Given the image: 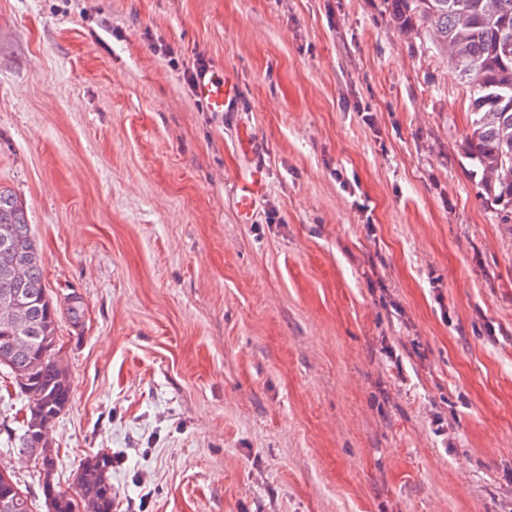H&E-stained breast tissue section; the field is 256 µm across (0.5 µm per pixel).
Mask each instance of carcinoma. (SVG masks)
Segmentation results:
<instances>
[{
	"mask_svg": "<svg viewBox=\"0 0 512 512\" xmlns=\"http://www.w3.org/2000/svg\"><path fill=\"white\" fill-rule=\"evenodd\" d=\"M390 20L414 30L459 75L468 90L466 151L481 170L486 200L512 222V0H383ZM20 290L23 318L0 314V351H12L8 375L38 408L37 428H24L22 448L35 446L65 410L71 377L55 353L57 309L49 296L24 203L0 188V293ZM112 459L97 454L75 474L74 493L58 488L52 472L42 480L48 512H112Z\"/></svg>",
	"mask_w": 512,
	"mask_h": 512,
	"instance_id": "cac0c4a2",
	"label": "carcinoma"
}]
</instances>
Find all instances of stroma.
Masks as SVG:
<instances>
[{
  "label": "stroma",
  "instance_id": "stroma-1",
  "mask_svg": "<svg viewBox=\"0 0 512 512\" xmlns=\"http://www.w3.org/2000/svg\"><path fill=\"white\" fill-rule=\"evenodd\" d=\"M466 108L382 0H0V187L72 380L55 483L104 452L115 512H512V224ZM25 415L1 369L0 466L47 512ZM199 69L204 62H199ZM194 93L210 112H231L238 104L240 85L237 76L222 67H211L200 70L196 77ZM264 190L262 171L257 168H246L239 173L235 183V196L237 214L242 222L251 220Z\"/></svg>",
  "mask_w": 512,
  "mask_h": 512
}]
</instances>
